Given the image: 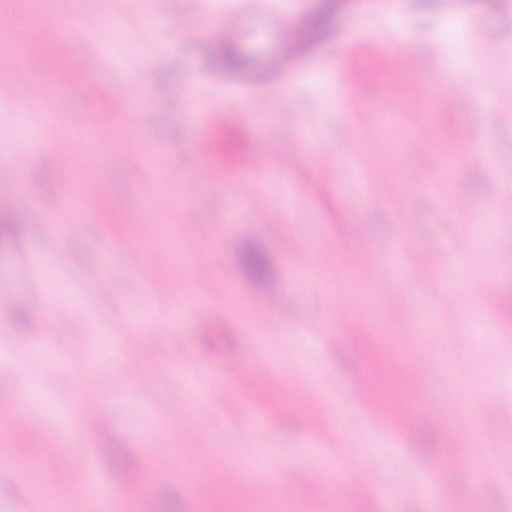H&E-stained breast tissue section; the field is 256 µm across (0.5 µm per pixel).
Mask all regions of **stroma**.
<instances>
[{
	"instance_id": "35a3bbf8",
	"label": "stroma",
	"mask_w": 512,
	"mask_h": 512,
	"mask_svg": "<svg viewBox=\"0 0 512 512\" xmlns=\"http://www.w3.org/2000/svg\"><path fill=\"white\" fill-rule=\"evenodd\" d=\"M233 2L0 0V181L16 179L27 199L0 211V394L37 389L32 407L56 426L13 430L0 512H25L45 488L62 512H92L72 479L87 464L109 501L134 512H512V451L485 444L512 441V213L470 250L468 292L444 286L488 195L512 193V0H400L394 16L386 0H335L331 26L307 36L286 79L268 72L277 44L252 22L229 45L239 67L216 66ZM91 16L102 35L58 37L62 23ZM396 36L414 68L391 51ZM473 41L487 53L471 55ZM27 52L39 104L11 78ZM445 71L477 77L475 107L449 109L448 85L430 80ZM249 94L267 121L252 120ZM22 127L44 153L29 156ZM267 163L287 166L288 182L264 183L256 208L234 189ZM248 246L265 256L263 278L240 264ZM377 249L386 260L372 278L363 269ZM320 251L333 260L317 286L304 273ZM150 273L165 288L155 318L190 299L203 307L140 329ZM488 273L498 288L480 307L489 334L478 340L465 321ZM57 307L74 314L56 320ZM427 315L435 332L416 335L412 320ZM127 336L134 378L120 367ZM244 373L254 376L246 393ZM211 389L229 402L212 405ZM88 398L103 417L73 431L71 405ZM373 403L409 424L376 429ZM58 442L63 453L45 458ZM228 448L290 474L259 491L224 484ZM351 452L391 487L386 499L341 471ZM474 456L495 482L449 479ZM22 465L40 478L22 480Z\"/></svg>"
}]
</instances>
